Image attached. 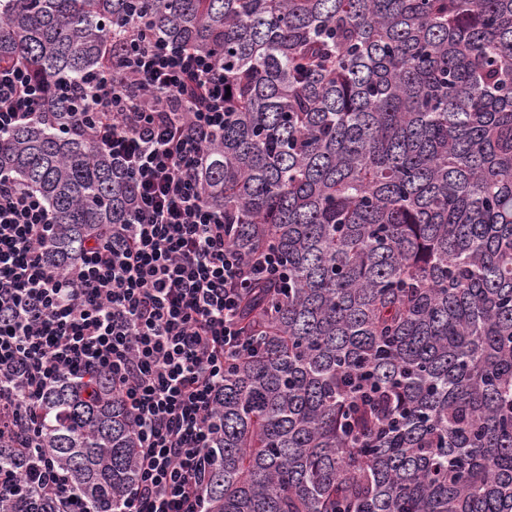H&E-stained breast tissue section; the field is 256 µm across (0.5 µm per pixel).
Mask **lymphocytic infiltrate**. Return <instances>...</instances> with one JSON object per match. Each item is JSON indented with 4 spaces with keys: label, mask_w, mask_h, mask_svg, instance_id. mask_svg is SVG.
<instances>
[{
    "label": "lymphocytic infiltrate",
    "mask_w": 512,
    "mask_h": 512,
    "mask_svg": "<svg viewBox=\"0 0 512 512\" xmlns=\"http://www.w3.org/2000/svg\"><path fill=\"white\" fill-rule=\"evenodd\" d=\"M129 83L69 89L81 131L136 184L130 223L96 237L61 270L45 256L52 224L40 195L0 175V441L29 456L17 481L72 512L67 478L39 451L35 405L63 377L106 376L138 448L123 512H206L211 419L224 366L249 346L240 297L250 282L287 287L273 246L227 245L223 209L196 173L224 129V69L203 54L128 36ZM44 86L0 63V134L42 110Z\"/></svg>",
    "instance_id": "lymphocytic-infiltrate-1"
}]
</instances>
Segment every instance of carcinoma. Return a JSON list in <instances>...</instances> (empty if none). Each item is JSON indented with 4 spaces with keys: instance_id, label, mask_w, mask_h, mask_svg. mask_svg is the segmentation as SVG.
<instances>
[{
    "instance_id": "carcinoma-1",
    "label": "carcinoma",
    "mask_w": 512,
    "mask_h": 512,
    "mask_svg": "<svg viewBox=\"0 0 512 512\" xmlns=\"http://www.w3.org/2000/svg\"><path fill=\"white\" fill-rule=\"evenodd\" d=\"M155 42L224 65L197 177L227 242L268 244L224 368L207 512H512V0H0V62L50 95ZM0 137L65 269L133 178L62 107ZM71 493L118 512L137 439L96 375L37 402ZM7 512H50L13 489Z\"/></svg>"
}]
</instances>
